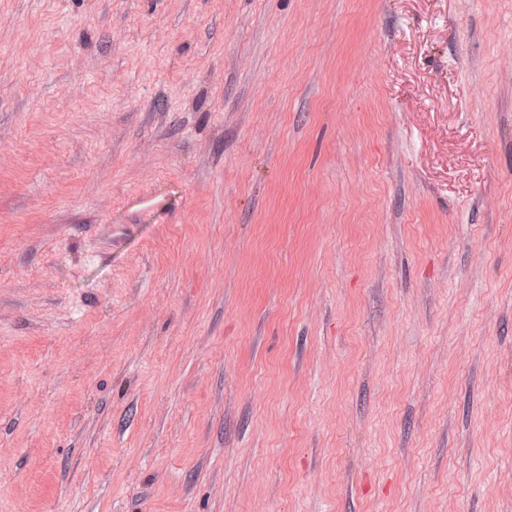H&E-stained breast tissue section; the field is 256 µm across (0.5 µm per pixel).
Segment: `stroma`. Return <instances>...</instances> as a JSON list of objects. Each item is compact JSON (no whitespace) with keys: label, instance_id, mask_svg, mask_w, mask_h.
<instances>
[{"label":"stroma","instance_id":"1","mask_svg":"<svg viewBox=\"0 0 512 512\" xmlns=\"http://www.w3.org/2000/svg\"><path fill=\"white\" fill-rule=\"evenodd\" d=\"M0 512H512V0H0Z\"/></svg>","mask_w":512,"mask_h":512}]
</instances>
